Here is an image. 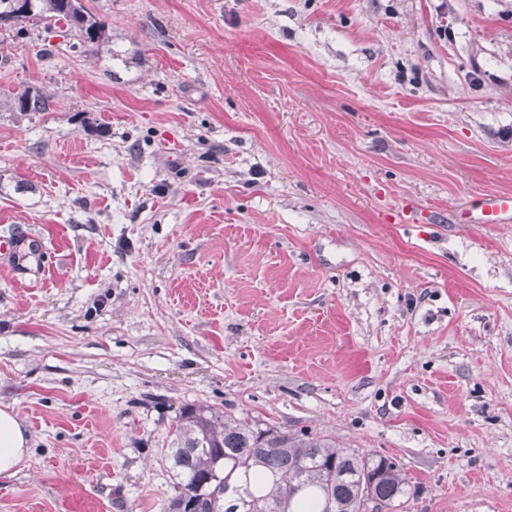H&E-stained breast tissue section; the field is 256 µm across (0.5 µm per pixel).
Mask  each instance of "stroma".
I'll return each instance as SVG.
<instances>
[{"mask_svg":"<svg viewBox=\"0 0 512 512\" xmlns=\"http://www.w3.org/2000/svg\"><path fill=\"white\" fill-rule=\"evenodd\" d=\"M83 3L0 31V512H164L200 404L512 512V0ZM17 0H0V28L2 24L12 28L30 20L45 24L66 21L70 36L79 40L92 55H98L108 42L106 22L92 13L82 0H33L32 13H20ZM11 107L16 112H44L48 109V98L25 89L12 97ZM478 224H501L506 216L512 219V195L488 194L481 201ZM29 437L13 407L0 406V477H12L26 460Z\"/></svg>","mask_w":512,"mask_h":512,"instance_id":"35a3bbf8","label":"stroma"}]
</instances>
